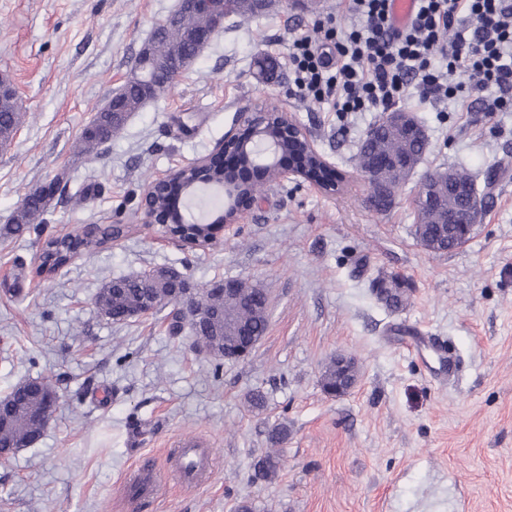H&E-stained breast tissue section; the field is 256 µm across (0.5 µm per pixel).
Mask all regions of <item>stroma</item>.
<instances>
[{
    "label": "stroma",
    "mask_w": 512,
    "mask_h": 512,
    "mask_svg": "<svg viewBox=\"0 0 512 512\" xmlns=\"http://www.w3.org/2000/svg\"><path fill=\"white\" fill-rule=\"evenodd\" d=\"M177 0H0V74L17 90L21 125L0 148V226L26 193L61 192L44 224L0 237V397L28 381L56 390L39 439L0 463V512H512V169L501 176L469 242L448 253L414 237L413 200L429 171L463 166L483 176L512 160V112L481 103H398L414 114L428 150L389 211L369 203L354 166L379 113L337 118L288 92V42L319 13L277 0L250 22L230 16L171 89L129 119L101 156L76 144L122 84L134 58ZM270 58L280 78L259 77ZM287 110L346 177L325 196L307 184L265 185L237 232L204 248L156 240L133 223L147 185L206 155L237 112ZM87 224H126L116 245L38 271L44 241ZM155 266L198 286L225 278L260 285L268 329L248 359L225 363L171 340L164 313L115 323L94 305L102 284ZM397 273L410 305L388 311L371 292ZM354 357L356 386L321 384L336 355ZM265 405H250L253 392ZM288 438L281 466L255 483L268 431ZM192 436L209 448L203 486L179 485L167 450ZM150 460L160 490L130 509L124 478Z\"/></svg>",
    "instance_id": "stroma-1"
}]
</instances>
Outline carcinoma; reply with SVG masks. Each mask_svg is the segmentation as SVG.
<instances>
[{
  "label": "carcinoma",
  "instance_id": "obj_1",
  "mask_svg": "<svg viewBox=\"0 0 512 512\" xmlns=\"http://www.w3.org/2000/svg\"><path fill=\"white\" fill-rule=\"evenodd\" d=\"M227 2L228 13L242 20L248 21L260 16V4L256 0ZM211 28L212 19L209 16L177 10L172 14L168 27L154 30L145 50L150 52L159 90H166L176 81L175 74L167 71L164 66L169 50L175 46L180 47L184 59L181 70H187L199 56L201 39ZM114 98L120 102L123 113L114 115L105 111V108H100L85 127L80 140L81 151L89 154L98 152L123 129L125 114L140 111L148 101L145 94L125 83L115 90ZM19 119V113L13 111L8 104H3L0 108V133L15 129ZM426 149L427 142L409 136L404 128L379 121L375 123L373 132L361 141L355 161L358 169L366 175L375 165L385 159L389 160L386 180L399 187L423 159ZM424 181L428 193L435 199V205H428L421 196H416L417 224L414 225V235L425 250L445 253L448 251V225L442 223L444 212L467 209L471 204V197H462L448 190V183L467 186L473 192L476 188L475 179L464 168H450L445 172L429 173ZM26 198L24 210L13 217L5 228L6 234L10 236L21 237L33 225L44 223L49 204L47 197L40 191H31L26 194ZM112 233V225L105 224L100 236L94 240H84L78 236L47 239L41 254L42 271L48 275L55 273L76 256L111 242ZM378 280L385 283L386 309L397 312L407 307L410 302L407 282L393 274L381 275ZM165 295L166 289L150 288L137 276L113 278L100 289L96 305L108 319L121 322L126 311L139 307L147 300H155L159 307H165ZM202 302L207 309L213 311L214 317L205 329L193 332L199 344L209 346L221 340L233 344L243 334L265 335L268 326V299L264 289L244 282L235 297L222 304L210 301L207 295L202 298ZM358 377L359 366L355 359L344 362L335 358L322 374V385L325 388L351 385L357 382ZM37 399L38 394L28 390L26 383L16 386L4 396V401L12 407L13 419L10 428L0 430V452L16 451L20 442L39 432L30 417ZM279 468V455L275 451L270 452L258 461L255 477L268 481L275 477Z\"/></svg>",
  "mask_w": 512,
  "mask_h": 512
}]
</instances>
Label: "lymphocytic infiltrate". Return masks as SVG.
<instances>
[{"label":"lymphocytic infiltrate","mask_w":512,"mask_h":512,"mask_svg":"<svg viewBox=\"0 0 512 512\" xmlns=\"http://www.w3.org/2000/svg\"><path fill=\"white\" fill-rule=\"evenodd\" d=\"M348 13L353 26L329 15L292 40L291 96L345 114L491 91L485 111L512 112V0H418L400 26L390 0H349Z\"/></svg>","instance_id":"obj_1"}]
</instances>
